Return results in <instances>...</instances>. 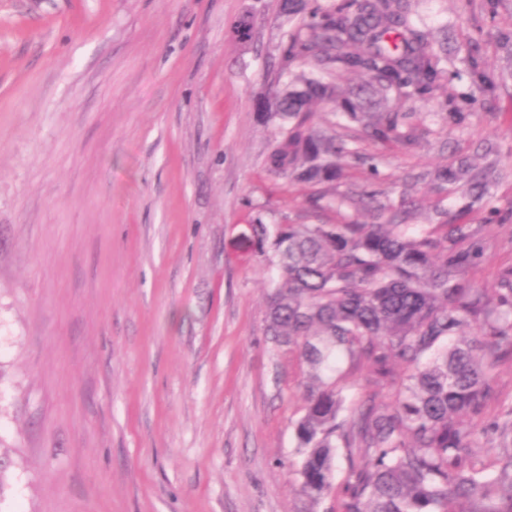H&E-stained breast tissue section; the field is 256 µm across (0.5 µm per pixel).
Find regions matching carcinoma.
I'll use <instances>...</instances> for the list:
<instances>
[{
	"label": "carcinoma",
	"instance_id": "1",
	"mask_svg": "<svg viewBox=\"0 0 512 512\" xmlns=\"http://www.w3.org/2000/svg\"><path fill=\"white\" fill-rule=\"evenodd\" d=\"M288 20L303 18L283 50V69L312 59L311 72L289 74L270 117L278 121L265 159L275 175L312 184L339 178L359 157L355 138L315 123V107L336 110L337 124L356 125L383 146L412 145L424 129L404 104L441 87L446 51L433 50L412 22L405 0H281ZM363 76L342 87L323 74ZM491 143L480 171L465 160L431 174L439 186L468 192L479 212L503 172ZM376 200L380 224L342 214L344 199L313 203L334 215L326 224L255 225L266 266L276 271L268 295L266 335L298 354L309 369L303 414L292 422L301 456L302 490L336 493V512H512V402L499 400L493 371L512 360V267L490 292L469 278L485 251L481 227L459 219L407 224L405 213ZM366 367L376 387L345 406L337 362ZM498 444L486 448L478 435ZM349 461L334 490L338 450Z\"/></svg>",
	"mask_w": 512,
	"mask_h": 512
}]
</instances>
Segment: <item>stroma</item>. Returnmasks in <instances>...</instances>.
I'll return each instance as SVG.
<instances>
[{
    "label": "stroma",
    "instance_id": "stroma-1",
    "mask_svg": "<svg viewBox=\"0 0 512 512\" xmlns=\"http://www.w3.org/2000/svg\"><path fill=\"white\" fill-rule=\"evenodd\" d=\"M408 6L448 39L444 88L405 106L429 116L417 145L360 147L423 224L462 204L422 179L453 154L490 139L512 169V82H473L512 67V0ZM290 31L279 0H0V512H334L297 475L308 368L265 334L253 233L327 219L264 165L254 102ZM470 220L491 290L512 179Z\"/></svg>",
    "mask_w": 512,
    "mask_h": 512
}]
</instances>
